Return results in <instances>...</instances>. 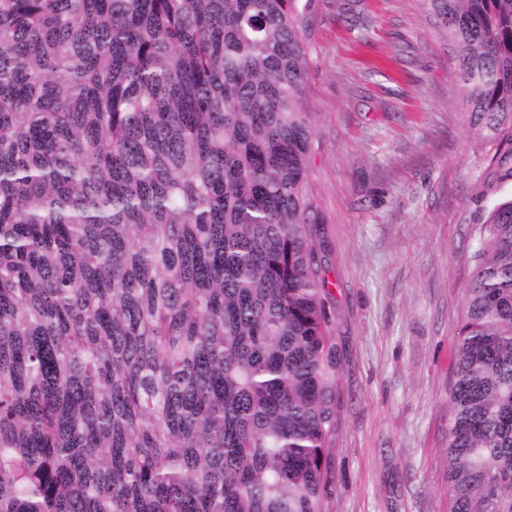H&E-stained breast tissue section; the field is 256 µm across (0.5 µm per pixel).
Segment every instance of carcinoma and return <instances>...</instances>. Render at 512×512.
<instances>
[{"mask_svg":"<svg viewBox=\"0 0 512 512\" xmlns=\"http://www.w3.org/2000/svg\"><path fill=\"white\" fill-rule=\"evenodd\" d=\"M314 0H0V512H324ZM490 146L450 512H512V0H431Z\"/></svg>","mask_w":512,"mask_h":512,"instance_id":"1","label":"carcinoma"}]
</instances>
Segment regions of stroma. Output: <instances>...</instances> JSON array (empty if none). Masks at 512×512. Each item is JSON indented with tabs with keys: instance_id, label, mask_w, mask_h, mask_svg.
Instances as JSON below:
<instances>
[{
	"instance_id": "stroma-1",
	"label": "stroma",
	"mask_w": 512,
	"mask_h": 512,
	"mask_svg": "<svg viewBox=\"0 0 512 512\" xmlns=\"http://www.w3.org/2000/svg\"><path fill=\"white\" fill-rule=\"evenodd\" d=\"M310 185L342 379L325 512H448L453 350L482 174L430 0H317Z\"/></svg>"
}]
</instances>
